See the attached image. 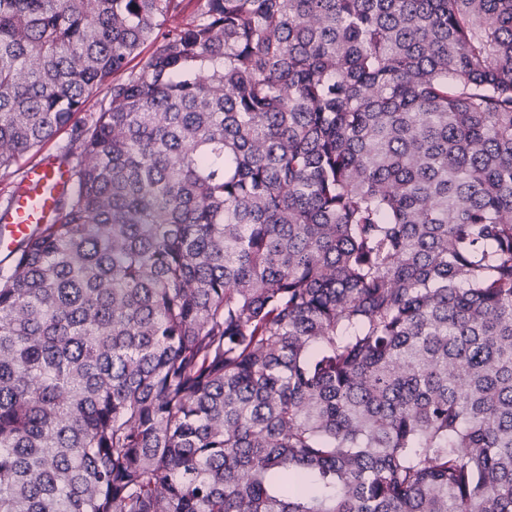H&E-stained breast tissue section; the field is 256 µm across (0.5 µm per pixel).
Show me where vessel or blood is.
Returning <instances> with one entry per match:
<instances>
[{
    "mask_svg": "<svg viewBox=\"0 0 512 512\" xmlns=\"http://www.w3.org/2000/svg\"><path fill=\"white\" fill-rule=\"evenodd\" d=\"M70 186L66 167L54 156L44 157L27 169L22 187L12 195L0 222L11 225L18 237L28 233L32 225L50 223L58 197Z\"/></svg>",
    "mask_w": 512,
    "mask_h": 512,
    "instance_id": "1",
    "label": "vessel or blood"
}]
</instances>
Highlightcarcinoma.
I'll return each instance as SVG.
<instances>
[{"instance_id": "carcinoma-1", "label": "carcinoma", "mask_w": 512, "mask_h": 512, "mask_svg": "<svg viewBox=\"0 0 512 512\" xmlns=\"http://www.w3.org/2000/svg\"><path fill=\"white\" fill-rule=\"evenodd\" d=\"M184 13L0 0V512H512V0ZM71 139V127L62 130L44 146L34 163L47 154L61 152L73 143ZM29 165L22 162L7 170L0 169V212L5 209ZM23 182L24 185L12 195L5 213L0 214V222L11 224L17 238L28 233L34 224H50L56 200L69 190L72 181L67 168L53 155H48L37 166L27 169Z\"/></svg>"}]
</instances>
